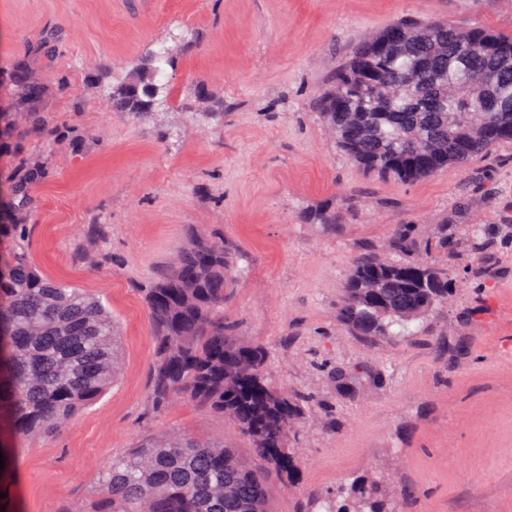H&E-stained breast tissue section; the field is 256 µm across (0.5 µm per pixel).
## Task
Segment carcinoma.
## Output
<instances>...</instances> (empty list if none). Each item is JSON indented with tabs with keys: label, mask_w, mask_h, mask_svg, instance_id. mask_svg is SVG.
<instances>
[{
	"label": "carcinoma",
	"mask_w": 512,
	"mask_h": 512,
	"mask_svg": "<svg viewBox=\"0 0 512 512\" xmlns=\"http://www.w3.org/2000/svg\"><path fill=\"white\" fill-rule=\"evenodd\" d=\"M140 66L112 87L119 112L157 109L133 86L159 82ZM40 93L26 67L17 73L24 104ZM337 147L364 173L404 182L431 177L512 140V34L487 26L406 17L368 34L336 66L316 100ZM336 224L328 207L305 214ZM430 249L448 250L437 225ZM240 255L219 236L192 238L143 289L156 338L152 409L176 398L224 417L252 456L232 444L185 435L151 437L112 461L84 509L58 512H271L274 480L294 475L296 426L314 396L288 392L267 372V350L242 339L224 316L225 291ZM448 268L428 259L359 257L336 304V324L366 339L414 336L412 325L448 305ZM112 312L74 285L43 276L24 224H0V453L53 434L112 385L117 363ZM385 485L352 482L324 512H387Z\"/></svg>",
	"instance_id": "obj_1"
}]
</instances>
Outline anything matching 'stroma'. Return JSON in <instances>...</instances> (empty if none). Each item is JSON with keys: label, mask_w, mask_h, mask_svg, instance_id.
I'll return each instance as SVG.
<instances>
[{"label": "stroma", "mask_w": 512, "mask_h": 512, "mask_svg": "<svg viewBox=\"0 0 512 512\" xmlns=\"http://www.w3.org/2000/svg\"><path fill=\"white\" fill-rule=\"evenodd\" d=\"M404 16L512 33V0H0V224L26 225L40 270L119 325L116 382L17 449L19 512L86 503L145 438L237 441L222 416L180 402L158 414L149 398L140 288L213 234L247 261L225 315L267 348L278 383L320 402L275 512H305L364 473L383 479L391 512H512V143L403 183L355 167L314 106L332 68ZM162 45L164 106L115 111L113 85ZM19 63L41 86L23 109ZM324 202L339 224L304 223ZM438 224L454 243L448 306L413 339L337 326L354 260L394 258L398 227L405 259L425 256ZM338 366L356 376L352 394L336 389Z\"/></svg>", "instance_id": "35a3bbf8"}]
</instances>
